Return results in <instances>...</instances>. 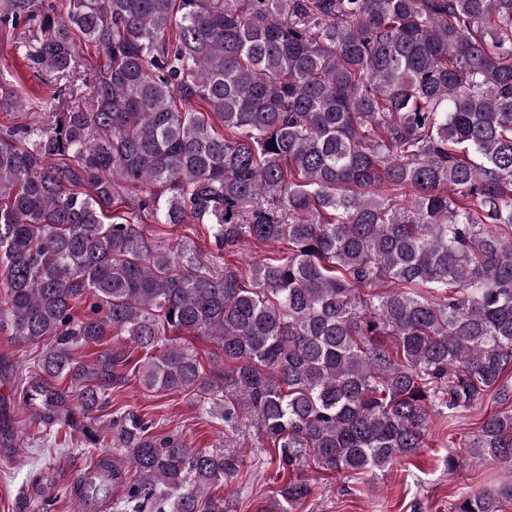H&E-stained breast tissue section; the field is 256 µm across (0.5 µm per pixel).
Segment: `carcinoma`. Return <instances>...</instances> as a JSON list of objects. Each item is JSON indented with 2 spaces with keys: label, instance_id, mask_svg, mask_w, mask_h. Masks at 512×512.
Masks as SVG:
<instances>
[{
  "label": "carcinoma",
  "instance_id": "obj_1",
  "mask_svg": "<svg viewBox=\"0 0 512 512\" xmlns=\"http://www.w3.org/2000/svg\"><path fill=\"white\" fill-rule=\"evenodd\" d=\"M0 31L59 86L40 125L0 133V332L42 347L14 396L45 435L101 446L91 414L132 359L79 351L114 331L140 383L231 432L249 414L289 473L382 471L432 417L512 404V0H0ZM144 214L207 225L210 253L149 245ZM245 241L286 250L224 264ZM114 425L124 458L74 498L230 512L208 490L237 452ZM469 447L512 463V409ZM308 493L288 480L279 512ZM507 503L512 475L454 512ZM178 340L181 345L189 347L190 350L198 357L204 373L213 370L214 367L222 366V355L217 350V347L203 336H180Z\"/></svg>",
  "mask_w": 512,
  "mask_h": 512
}]
</instances>
